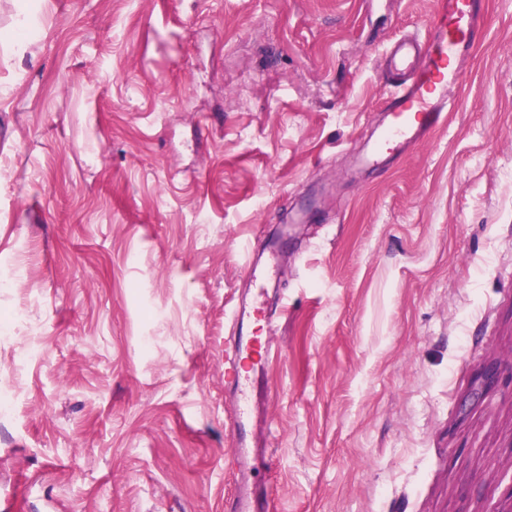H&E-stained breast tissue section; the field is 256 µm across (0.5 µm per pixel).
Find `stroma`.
<instances>
[{"label":"stroma","instance_id":"35a3bbf8","mask_svg":"<svg viewBox=\"0 0 512 512\" xmlns=\"http://www.w3.org/2000/svg\"><path fill=\"white\" fill-rule=\"evenodd\" d=\"M360 157L434 0H0V512H224L227 310L276 252L268 512H512V0Z\"/></svg>","mask_w":512,"mask_h":512}]
</instances>
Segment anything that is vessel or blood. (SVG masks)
<instances>
[{"instance_id": "vessel-or-blood-1", "label": "vessel or blood", "mask_w": 512, "mask_h": 512, "mask_svg": "<svg viewBox=\"0 0 512 512\" xmlns=\"http://www.w3.org/2000/svg\"><path fill=\"white\" fill-rule=\"evenodd\" d=\"M487 23L483 0H435L434 16L423 38L405 35L390 44L385 65L397 85L384 109L392 120L364 156L365 165L377 167L387 157L408 153L446 122L458 103L470 51ZM251 350L245 337L237 336L224 353V383L240 394L231 441L234 492L224 501L225 512H265L262 493L249 485L246 463L253 417L250 402L241 395L247 386L242 362Z\"/></svg>"}]
</instances>
